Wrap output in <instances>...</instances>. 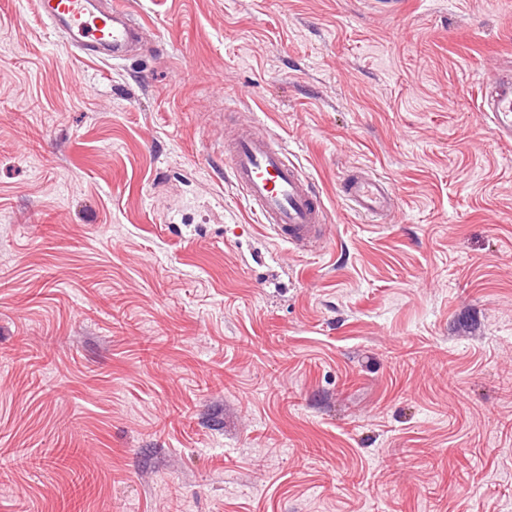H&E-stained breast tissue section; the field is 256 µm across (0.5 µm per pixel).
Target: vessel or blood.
<instances>
[{
  "mask_svg": "<svg viewBox=\"0 0 512 512\" xmlns=\"http://www.w3.org/2000/svg\"><path fill=\"white\" fill-rule=\"evenodd\" d=\"M34 5L37 16L64 34L67 47L84 58L126 60L140 44L143 28L124 0H34ZM481 107L498 139L511 143L512 82L499 78ZM220 142L233 188L273 239L295 248L324 239L328 210L285 145L254 123L225 131ZM341 196L354 212L379 219L395 191L386 178L357 171L343 179Z\"/></svg>",
  "mask_w": 512,
  "mask_h": 512,
  "instance_id": "1",
  "label": "vessel or blood"
}]
</instances>
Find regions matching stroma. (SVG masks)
<instances>
[{
  "instance_id": "obj_1",
  "label": "stroma",
  "mask_w": 512,
  "mask_h": 512,
  "mask_svg": "<svg viewBox=\"0 0 512 512\" xmlns=\"http://www.w3.org/2000/svg\"><path fill=\"white\" fill-rule=\"evenodd\" d=\"M125 2L140 50L101 64L0 0V512H512V145L479 111L512 0ZM245 121L325 248L246 212L209 140ZM341 196L354 212L381 220L395 196L389 180L373 172L356 171L341 184Z\"/></svg>"
}]
</instances>
